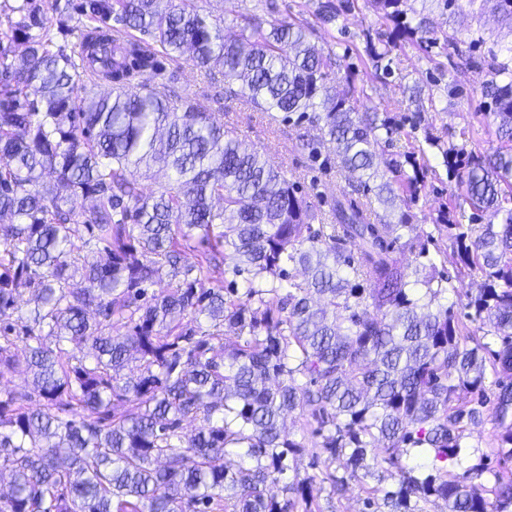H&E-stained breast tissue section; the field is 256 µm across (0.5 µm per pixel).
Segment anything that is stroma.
<instances>
[{
	"mask_svg": "<svg viewBox=\"0 0 512 512\" xmlns=\"http://www.w3.org/2000/svg\"><path fill=\"white\" fill-rule=\"evenodd\" d=\"M282 14L315 25L313 39L324 50L336 56L337 79H344L348 71H355L358 81L364 82L368 97L357 103L358 111L375 108L380 115L393 117L401 126L384 156H399L417 149L424 132L447 137L449 129L469 131V147L480 152L492 151L497 141L487 125L482 86L486 73L457 63L449 67L446 57L426 58L409 42L398 43L391 53L394 77L381 81L373 79L374 68L364 52L367 33L376 32L378 19L365 6L356 8L332 24L317 23L316 15L322 0H276ZM429 26L435 31L454 29L462 34L482 37L485 47H495L512 41V29L502 25L491 14L476 15L471 6H463L455 19H448L438 11L428 14ZM451 71L461 93L449 98L448 84L441 80L442 71ZM154 85L169 99L197 100L211 112L212 117L225 127L235 129L239 137L257 146L268 161L298 181L302 194L308 198L322 196L324 203H332L342 195L347 183L335 168H319L309 161L299 141L301 130L291 123L272 119L269 113L231 97L228 85L212 81L203 70L186 63L181 67H167ZM427 188L412 204L411 212L417 234L432 231L433 222L443 205L449 203L454 187L448 179L443 158L438 150L426 155Z\"/></svg>",
	"mask_w": 512,
	"mask_h": 512,
	"instance_id": "stroma-1",
	"label": "stroma"
}]
</instances>
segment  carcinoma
<instances>
[{
    "label": "carcinoma",
    "mask_w": 512,
    "mask_h": 512,
    "mask_svg": "<svg viewBox=\"0 0 512 512\" xmlns=\"http://www.w3.org/2000/svg\"><path fill=\"white\" fill-rule=\"evenodd\" d=\"M477 1L512 29V0ZM366 3L387 27L367 38L373 77L393 75L401 38L486 71L485 116L503 146L478 155L462 130L443 151L471 224L444 209L426 239L414 233L425 150L376 163L400 129L355 111L365 90L352 72L336 82V56L307 22L238 12L226 39L197 0H54L53 21L40 0L8 5L20 20L0 33V377L31 374L43 404L0 392V475L11 476L0 512H316L314 477L295 464L305 446L283 427L296 410L315 423L312 467L334 495L372 478L371 512H423L432 498L448 512H512V470L488 487L482 455L460 473L437 466L461 465L490 375L497 454L512 459V44L482 53L479 37L431 32L411 0ZM352 7L325 0L316 19ZM75 15L78 43L54 47ZM167 62L319 129L352 191L374 197L322 211L198 103L157 91ZM156 165L171 180L146 194L139 177ZM486 212L498 223H478ZM437 238L451 250L434 258ZM472 275L480 288L460 293L453 281ZM162 276L169 288L148 296ZM450 293L467 299L463 316ZM226 327L238 342L223 343ZM187 419L204 426L187 432ZM412 448L434 462H403ZM381 461L397 470L391 487ZM278 483L281 500L266 494Z\"/></svg>",
    "instance_id": "cac0c4a2"
}]
</instances>
